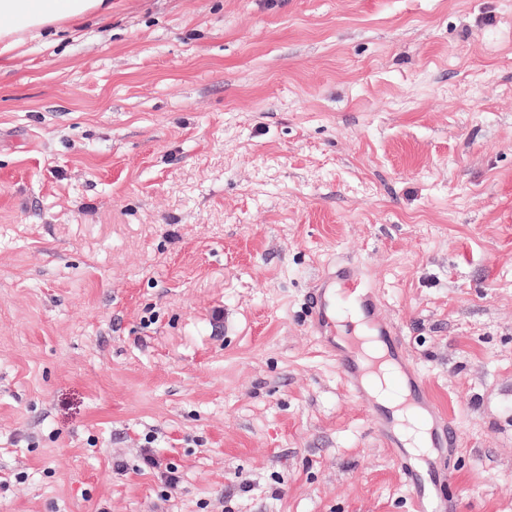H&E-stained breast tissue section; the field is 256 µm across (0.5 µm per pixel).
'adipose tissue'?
<instances>
[{"instance_id": "adipose-tissue-1", "label": "adipose tissue", "mask_w": 512, "mask_h": 512, "mask_svg": "<svg viewBox=\"0 0 512 512\" xmlns=\"http://www.w3.org/2000/svg\"><path fill=\"white\" fill-rule=\"evenodd\" d=\"M111 9L110 0H0V54L16 49L25 34Z\"/></svg>"}]
</instances>
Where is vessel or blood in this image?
Instances as JSON below:
<instances>
[{"instance_id":"vessel-or-blood-1","label":"vessel or blood","mask_w":512,"mask_h":512,"mask_svg":"<svg viewBox=\"0 0 512 512\" xmlns=\"http://www.w3.org/2000/svg\"><path fill=\"white\" fill-rule=\"evenodd\" d=\"M359 268L342 265L321 277V286L311 306V325L323 347L336 359V367L353 397L366 404L374 435L388 449L403 473L410 492L411 512H457L456 499L440 490L439 475L448 456L458 446V430L452 415L443 412L431 399L418 372L406 362L402 345L391 321L381 317L371 287L361 282ZM359 284L358 295H350L346 282ZM373 336L386 348V357L397 370L390 378L393 388L408 392L407 401L419 409L430 438L431 451L425 458L428 474H421L412 456L395 432V419L389 410L372 398L365 386L375 372L374 364L361 362L366 336Z\"/></svg>"}]
</instances>
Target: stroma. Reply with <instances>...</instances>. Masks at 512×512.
Masks as SVG:
<instances>
[{"instance_id":"35a3bbf8","label":"stroma","mask_w":512,"mask_h":512,"mask_svg":"<svg viewBox=\"0 0 512 512\" xmlns=\"http://www.w3.org/2000/svg\"><path fill=\"white\" fill-rule=\"evenodd\" d=\"M348 262L457 422L459 512H512V0H112L26 35L0 512H409L310 328ZM141 458L143 468H147L159 474L169 486L177 485L180 482L181 476L178 475V471L168 467V465L164 466L159 454L155 450L144 448Z\"/></svg>"}]
</instances>
